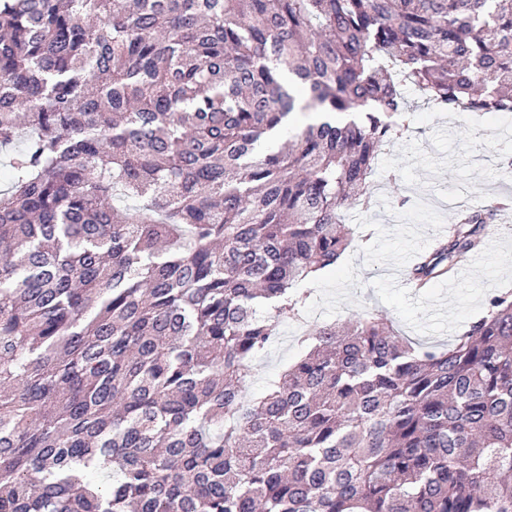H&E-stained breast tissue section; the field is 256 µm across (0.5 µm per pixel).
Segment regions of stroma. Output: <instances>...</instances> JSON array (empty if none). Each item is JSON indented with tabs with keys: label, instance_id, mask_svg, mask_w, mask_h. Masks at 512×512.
<instances>
[{
	"label": "stroma",
	"instance_id": "stroma-1",
	"mask_svg": "<svg viewBox=\"0 0 512 512\" xmlns=\"http://www.w3.org/2000/svg\"><path fill=\"white\" fill-rule=\"evenodd\" d=\"M505 153L512 154V118L506 114L459 115L416 105L409 130L369 182L374 207L346 215L356 240L336 267L307 282L303 321L283 323L269 350L253 361L245 398L260 396L301 356L296 338L303 330L368 311L409 339L445 344L483 314L488 296L512 292V211L490 228L478 259L457 271L453 287L437 280L418 293L399 285L406 261L447 231L458 205L512 194V177L498 167ZM403 195L412 198L411 207H397Z\"/></svg>",
	"mask_w": 512,
	"mask_h": 512
}]
</instances>
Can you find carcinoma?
<instances>
[{"mask_svg":"<svg viewBox=\"0 0 512 512\" xmlns=\"http://www.w3.org/2000/svg\"><path fill=\"white\" fill-rule=\"evenodd\" d=\"M511 75L512 0H0V512H512L511 293L445 349L307 329L242 395L404 88L512 112ZM302 98L324 118L268 146Z\"/></svg>","mask_w":512,"mask_h":512,"instance_id":"cac0c4a2","label":"carcinoma"}]
</instances>
